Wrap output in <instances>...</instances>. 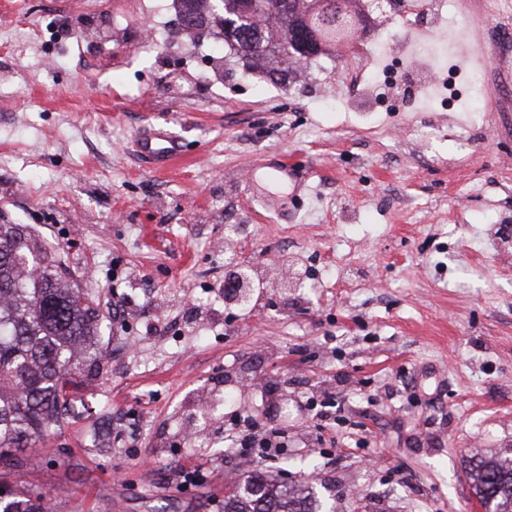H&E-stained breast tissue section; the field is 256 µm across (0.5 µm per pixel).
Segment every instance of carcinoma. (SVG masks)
Returning <instances> with one entry per match:
<instances>
[{
    "instance_id": "cac0c4a2",
    "label": "carcinoma",
    "mask_w": 512,
    "mask_h": 512,
    "mask_svg": "<svg viewBox=\"0 0 512 512\" xmlns=\"http://www.w3.org/2000/svg\"><path fill=\"white\" fill-rule=\"evenodd\" d=\"M352 0H291L288 11L260 10L262 0H224L232 21L224 46L260 63L266 77L283 81L281 55L297 62L339 44L336 33L353 23ZM100 325L83 289L64 279L43 245L21 224H0V465L12 451L59 427L75 408L85 371L97 366ZM485 512H512V455L480 458L471 469ZM224 498V512H320L307 487L258 474ZM35 485L0 495V512H45Z\"/></svg>"
}]
</instances>
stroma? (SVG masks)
I'll use <instances>...</instances> for the list:
<instances>
[{"instance_id":"35a3bbf8","label":"stroma","mask_w":512,"mask_h":512,"mask_svg":"<svg viewBox=\"0 0 512 512\" xmlns=\"http://www.w3.org/2000/svg\"><path fill=\"white\" fill-rule=\"evenodd\" d=\"M20 2L0 0V224L92 298L103 358L0 487L53 512H224L225 484L264 472L336 512H476L473 459L512 452V20L457 0L485 112H344L359 90L331 66L223 72L216 26L140 53L173 0ZM146 126L186 158L153 170L130 147ZM278 155L305 179L269 206L253 171ZM228 252L256 270L253 313L224 307ZM256 371L288 434L268 460L224 441Z\"/></svg>"}]
</instances>
